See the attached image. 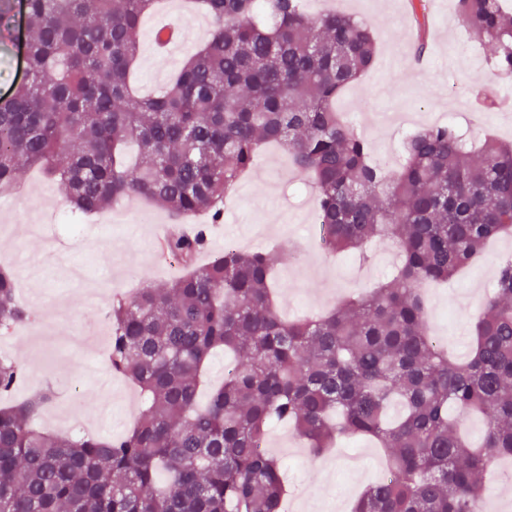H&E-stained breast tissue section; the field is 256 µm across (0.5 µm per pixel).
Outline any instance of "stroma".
<instances>
[{"mask_svg": "<svg viewBox=\"0 0 512 512\" xmlns=\"http://www.w3.org/2000/svg\"><path fill=\"white\" fill-rule=\"evenodd\" d=\"M304 7L311 13L338 9L356 15L378 36L373 68L339 101L340 111L359 113L368 123L376 158H386L398 137L381 120L389 112H404L421 122L431 113L445 112L474 139L491 133L512 141V111L480 116L474 111L473 88L491 85L512 98V80L489 68L490 47L464 25L455 0H305ZM420 22L427 30L429 51L417 61L407 31ZM161 24L187 33L181 47L165 57L153 48L152 30ZM14 27L12 37L0 40V96L9 94L24 75L22 20H15ZM212 27L210 17L189 8L185 0H160L141 25L138 90L148 93L164 85L185 55L205 43V32ZM67 208L56 183L36 170L24 177L21 191L0 196V267L13 271L21 285L20 301L33 308L38 320L62 304L72 322L94 332L102 318L90 304L91 295H131L181 274V267L156 246L170 225L165 212L155 211L153 223L141 224L135 213L115 203L100 213L79 216L84 230L73 234L58 223L59 212ZM315 211L310 179L294 171L280 151L269 150L226 203L222 223L211 225L209 249L222 250L226 239L235 236L250 249L278 254L282 315L317 314L384 279L392 247L378 242L373 260L363 266L349 256L324 253L308 220ZM507 252H512V238L494 242L460 278L427 290L431 328L445 337L458 358L471 350L473 318L493 288L498 259ZM0 351L25 367L24 389L58 385L56 399L38 420L39 429L65 432L69 418L85 432L111 438L138 418L140 395L112 372L102 342L78 349L61 339L47 352L32 324L1 332ZM285 465L293 512H350L359 494L377 481L386 460L370 441L348 438L328 454L297 455Z\"/></svg>", "mask_w": 512, "mask_h": 512, "instance_id": "stroma-1", "label": "stroma"}]
</instances>
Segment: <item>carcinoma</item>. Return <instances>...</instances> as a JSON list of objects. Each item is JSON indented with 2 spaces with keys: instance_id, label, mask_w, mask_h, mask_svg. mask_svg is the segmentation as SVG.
<instances>
[{
  "instance_id": "cac0c4a2",
  "label": "carcinoma",
  "mask_w": 512,
  "mask_h": 512,
  "mask_svg": "<svg viewBox=\"0 0 512 512\" xmlns=\"http://www.w3.org/2000/svg\"><path fill=\"white\" fill-rule=\"evenodd\" d=\"M215 23L153 95L131 85L143 18L155 0H22L26 80L0 98V190L38 166L73 211L100 212L144 197L176 224L225 198L270 144L316 190V230L327 253L391 241L385 283L317 318L284 320L266 251L226 247L198 264L204 231L172 232L162 248L186 267L160 287L110 298L112 371L142 396L119 438L44 434L33 421L52 385L0 405V512H280L282 466L268 428L292 425L314 455L341 436L372 439L389 477L353 512H486L482 475L512 459V259L457 360L429 328L422 285L441 283L486 244L512 237V142L476 143L453 124L429 125L392 170L336 103L371 69L378 38L341 11L311 15L302 0H197ZM463 23L487 39V63L512 77V14L500 0H456ZM498 109L492 88L476 93ZM0 270V329L33 313ZM233 356L224 382L197 403L212 356ZM23 368L0 356V398ZM484 421L471 444L460 417Z\"/></svg>"
}]
</instances>
